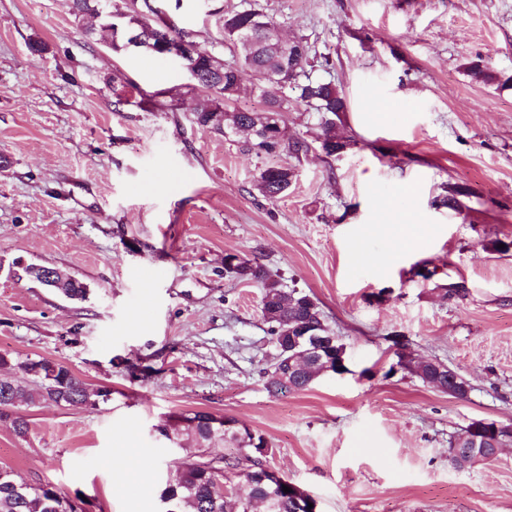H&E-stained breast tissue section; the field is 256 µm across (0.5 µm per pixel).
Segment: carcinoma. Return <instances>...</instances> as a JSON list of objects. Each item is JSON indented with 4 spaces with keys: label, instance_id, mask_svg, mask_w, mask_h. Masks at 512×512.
Listing matches in <instances>:
<instances>
[{
    "label": "carcinoma",
    "instance_id": "carcinoma-1",
    "mask_svg": "<svg viewBox=\"0 0 512 512\" xmlns=\"http://www.w3.org/2000/svg\"><path fill=\"white\" fill-rule=\"evenodd\" d=\"M75 15H92L104 18L99 28L86 31V36L107 44L115 53H130L126 41L114 31L131 32L142 43V50L160 55L157 47L169 41L176 42L183 33L176 28L150 23V19L134 6L127 10H111L112 0H71ZM275 22L265 14L249 8L224 16L223 29L226 40L239 44L245 51L243 64H225L218 61L208 50L201 48L184 64L198 75L197 86L206 92L201 106L194 113L195 123L219 134L242 133L246 151L257 156L286 151L298 156L307 152L308 145L300 140H290L283 127L284 97L290 91L296 100L323 114L318 142L328 157L341 155L357 142L336 134V121L348 111L347 99L342 89L331 83L310 79L305 68L309 56L292 61L288 48L277 47L268 41L266 32ZM251 70L258 79L257 89L265 107L260 110L229 109L226 102L239 92L244 69ZM471 77L484 83H493L497 76L479 61L466 66ZM290 188L288 174L283 166H268L261 170L256 189L264 197L284 195ZM228 275L240 282H255L262 286L260 312L268 324L269 335L276 338L278 328L286 324L297 328L313 323L322 328V312L317 302L302 291H288L274 279L256 259L239 256L235 269ZM403 367L429 384L430 372L415 357L408 354ZM110 391L92 390L77 379L63 364L41 356H9L0 354V417L5 411L16 408L19 402L28 404H57L68 407L97 406L106 401ZM191 425L181 429L160 430L164 437H193L202 448L224 446L231 440L249 453L234 460H224V470L242 479L250 486L252 497L242 500L234 497L221 498L216 484L224 478L197 463H190L177 472L179 485L175 512H253V505L262 501L264 508L271 488L255 478L262 465L261 459L269 448L268 440L247 427L236 425L222 430L212 424L215 416L207 412H195L186 417ZM13 477L0 480V512H68L69 498L50 482L21 488L12 484Z\"/></svg>",
    "mask_w": 512,
    "mask_h": 512
}]
</instances>
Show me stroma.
<instances>
[{
    "instance_id": "1",
    "label": "stroma",
    "mask_w": 512,
    "mask_h": 512,
    "mask_svg": "<svg viewBox=\"0 0 512 512\" xmlns=\"http://www.w3.org/2000/svg\"><path fill=\"white\" fill-rule=\"evenodd\" d=\"M150 3L153 23L227 63L243 50L224 16L250 6L305 39L331 61L311 75L343 89L336 130L356 145L326 156L319 113L292 101L287 133L308 152H243L195 124L203 93L181 60L112 52L69 0H0V353L112 392L96 407L19 404L29 430L0 419V468L85 512H158L169 475L211 451L156 428L203 411L263 434L268 467L316 512H512V445L469 469L448 461L461 428L512 423V0ZM478 59L497 82L467 74ZM116 73L130 81L119 112ZM270 165L297 170L272 199L254 188ZM229 253L318 302L345 373L267 391L262 288L225 277ZM20 259L86 299L10 275ZM402 346L455 370L467 398L402 369Z\"/></svg>"
}]
</instances>
